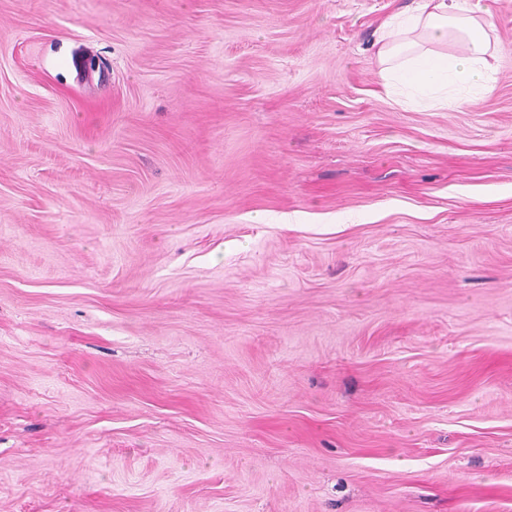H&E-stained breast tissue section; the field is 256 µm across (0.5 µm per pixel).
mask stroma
I'll use <instances>...</instances> for the list:
<instances>
[{
	"instance_id": "1",
	"label": "stroma",
	"mask_w": 512,
	"mask_h": 512,
	"mask_svg": "<svg viewBox=\"0 0 512 512\" xmlns=\"http://www.w3.org/2000/svg\"><path fill=\"white\" fill-rule=\"evenodd\" d=\"M411 2L0 0V512H512V0L462 107ZM414 6L384 20L375 42L382 74L409 95L433 96L444 105L473 103L490 89L493 58L485 18L470 0H413ZM459 43L457 54L435 47Z\"/></svg>"
}]
</instances>
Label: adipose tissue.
Masks as SVG:
<instances>
[{
    "instance_id": "1",
    "label": "adipose tissue",
    "mask_w": 512,
    "mask_h": 512,
    "mask_svg": "<svg viewBox=\"0 0 512 512\" xmlns=\"http://www.w3.org/2000/svg\"><path fill=\"white\" fill-rule=\"evenodd\" d=\"M488 28L471 0H416L378 28L384 78L407 94L431 96L445 105L475 102L490 88ZM451 41L461 52L445 53Z\"/></svg>"
}]
</instances>
